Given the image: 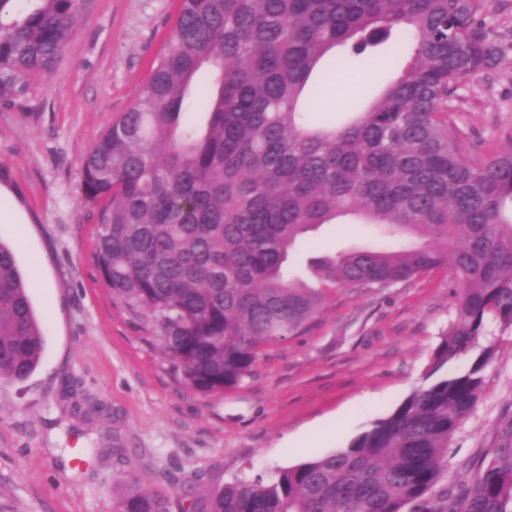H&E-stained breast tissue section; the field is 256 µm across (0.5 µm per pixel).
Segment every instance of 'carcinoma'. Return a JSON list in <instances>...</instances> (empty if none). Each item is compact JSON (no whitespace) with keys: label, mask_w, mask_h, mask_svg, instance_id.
I'll return each instance as SVG.
<instances>
[{"label":"carcinoma","mask_w":512,"mask_h":512,"mask_svg":"<svg viewBox=\"0 0 512 512\" xmlns=\"http://www.w3.org/2000/svg\"><path fill=\"white\" fill-rule=\"evenodd\" d=\"M0 0V106L28 96L76 32L86 0ZM411 56L342 124L307 100L325 76ZM512 41L481 0H181L168 43L131 107L91 146L85 197L97 207L95 260L112 296L152 317L174 372L198 392L239 384L265 348L300 334L338 289L385 290L435 269L460 291L428 382L342 450L236 478L182 512H512V446L459 493L430 492L474 411L496 332L512 329V151L466 158L455 124L463 79L498 65ZM206 75L201 125L181 121ZM387 241L291 273L306 235L341 221ZM15 251L0 242V379L23 382L45 349ZM463 370L438 375L448 362ZM62 401L82 419L109 410ZM114 512H171L130 482Z\"/></svg>","instance_id":"carcinoma-1"}]
</instances>
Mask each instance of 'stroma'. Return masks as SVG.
<instances>
[{
    "label": "stroma",
    "mask_w": 512,
    "mask_h": 512,
    "mask_svg": "<svg viewBox=\"0 0 512 512\" xmlns=\"http://www.w3.org/2000/svg\"><path fill=\"white\" fill-rule=\"evenodd\" d=\"M180 0H87L74 39L28 98L0 107V222L43 322L45 351L25 382L0 379V512H112L128 480L162 493L173 512L234 478L334 453L425 381L458 287L438 270L380 292L340 289L302 333L266 348L253 373L204 395L184 384L144 314L113 299L94 254L96 214L82 186L87 149L134 101L171 33ZM395 65L351 66L310 99L347 105ZM469 160L512 149V54L458 92ZM360 224L323 227L299 258L360 242ZM106 406L82 422L60 400L65 380ZM512 429V330L499 334L482 396L453 436L445 494L469 479Z\"/></svg>",
    "instance_id": "35a3bbf8"
}]
</instances>
